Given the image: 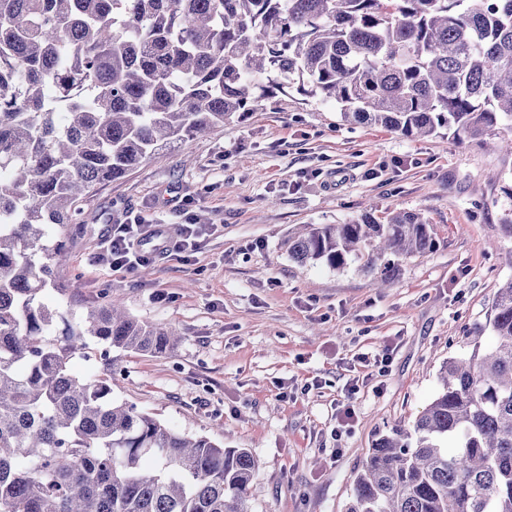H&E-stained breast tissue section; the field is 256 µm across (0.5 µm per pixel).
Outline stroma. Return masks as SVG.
I'll list each match as a JSON object with an SVG mask.
<instances>
[{
  "label": "stroma",
  "mask_w": 512,
  "mask_h": 512,
  "mask_svg": "<svg viewBox=\"0 0 512 512\" xmlns=\"http://www.w3.org/2000/svg\"><path fill=\"white\" fill-rule=\"evenodd\" d=\"M510 185L511 155L351 124L292 90L97 187L58 267L67 293L42 301L79 316L109 295L132 317L175 327L166 354L105 360L93 348L69 370L111 375L115 399L249 449L259 462L252 512H343L376 436L433 400L441 366L512 276L500 229ZM187 205L211 227L194 252L157 255L144 270L91 265L113 225L134 214L180 224ZM368 207L381 220L419 211L434 228V250L406 259L389 287L354 264L289 256L300 225L340 224ZM384 353L385 367L363 362ZM347 402L356 417L344 426L336 413Z\"/></svg>",
  "instance_id": "obj_1"
}]
</instances>
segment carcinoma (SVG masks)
<instances>
[{
	"instance_id": "1",
	"label": "carcinoma",
	"mask_w": 512,
	"mask_h": 512,
	"mask_svg": "<svg viewBox=\"0 0 512 512\" xmlns=\"http://www.w3.org/2000/svg\"><path fill=\"white\" fill-rule=\"evenodd\" d=\"M290 89L351 123L512 153V0H0V512H251L248 449L70 373L91 343L163 355L176 329L112 300L75 321L39 296L64 291L48 225H81L98 185ZM434 248L413 211L288 237L298 263L358 261L381 283ZM463 345L413 425L375 439L345 512H512V277Z\"/></svg>"
}]
</instances>
